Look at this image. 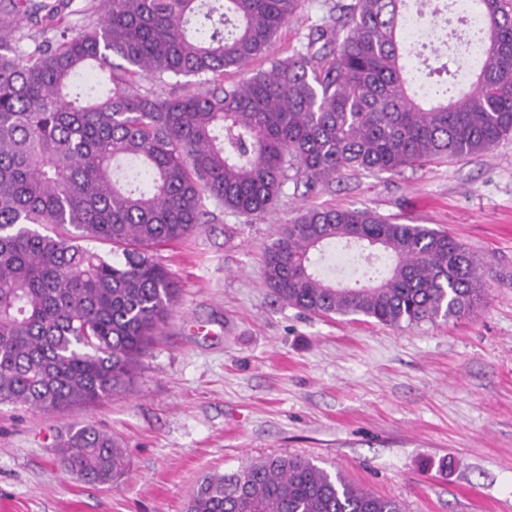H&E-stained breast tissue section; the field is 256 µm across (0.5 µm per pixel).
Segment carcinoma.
<instances>
[{
  "mask_svg": "<svg viewBox=\"0 0 512 512\" xmlns=\"http://www.w3.org/2000/svg\"><path fill=\"white\" fill-rule=\"evenodd\" d=\"M300 0H105L97 22L62 25L70 0H9L0 16V404L90 407L125 391L173 315L180 285L158 247L193 234L211 199L247 218L272 211L288 171L311 191L346 171L401 172L482 154L512 133V13L477 0L483 46L467 89L429 105L407 85L410 0H351L305 51L229 86L227 69L264 54ZM52 24L26 51L21 21ZM194 76L200 90L162 87ZM384 254L360 287L322 277L336 241ZM109 246L103 254L82 245ZM277 300L387 326L471 314L482 274L463 245L368 210L310 208L280 225L264 256ZM61 463L110 487L126 460L91 424L60 434ZM186 512H403L308 460L270 456L201 478Z\"/></svg>",
  "mask_w": 512,
  "mask_h": 512,
  "instance_id": "1",
  "label": "carcinoma"
}]
</instances>
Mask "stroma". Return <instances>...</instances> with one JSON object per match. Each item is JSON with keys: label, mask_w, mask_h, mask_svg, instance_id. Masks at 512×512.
Listing matches in <instances>:
<instances>
[{"label": "stroma", "mask_w": 512, "mask_h": 512, "mask_svg": "<svg viewBox=\"0 0 512 512\" xmlns=\"http://www.w3.org/2000/svg\"><path fill=\"white\" fill-rule=\"evenodd\" d=\"M336 3L301 0L268 55L225 83L296 56ZM309 207L448 232L480 264L484 303L390 327L277 301L264 251ZM156 258L180 300L127 392L62 412L0 404V512H185L203 476L274 455L341 472L404 512H512V134L482 155L348 172L313 192L290 178L275 210H215ZM76 423L124 448L128 470L112 487L57 460L56 436Z\"/></svg>", "instance_id": "obj_1"}]
</instances>
